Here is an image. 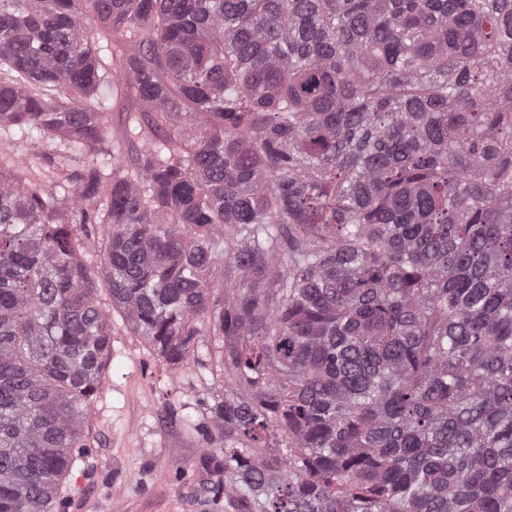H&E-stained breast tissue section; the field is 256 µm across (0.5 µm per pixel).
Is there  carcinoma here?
Segmentation results:
<instances>
[{"instance_id": "1", "label": "carcinoma", "mask_w": 512, "mask_h": 512, "mask_svg": "<svg viewBox=\"0 0 512 512\" xmlns=\"http://www.w3.org/2000/svg\"><path fill=\"white\" fill-rule=\"evenodd\" d=\"M115 80L165 130L135 174L0 171V512H65L93 448L101 277L168 364L221 342L180 488L512 512V0H0V128L95 152Z\"/></svg>"}]
</instances>
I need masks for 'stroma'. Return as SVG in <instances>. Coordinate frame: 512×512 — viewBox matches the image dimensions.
<instances>
[{
	"label": "stroma",
	"instance_id": "obj_1",
	"mask_svg": "<svg viewBox=\"0 0 512 512\" xmlns=\"http://www.w3.org/2000/svg\"><path fill=\"white\" fill-rule=\"evenodd\" d=\"M137 101L122 89L107 103V145L132 164L143 140L127 139L125 122ZM60 141L31 149L0 129V169L18 171L27 182L46 186L62 176ZM211 370L191 363L174 368L120 316L112 318V359L101 379L89 416L95 446L88 462L66 487L65 512H219L178 488L175 469L191 466L203 452L201 439L187 426L200 419L195 403L222 388L220 345L208 346Z\"/></svg>",
	"mask_w": 512,
	"mask_h": 512
}]
</instances>
